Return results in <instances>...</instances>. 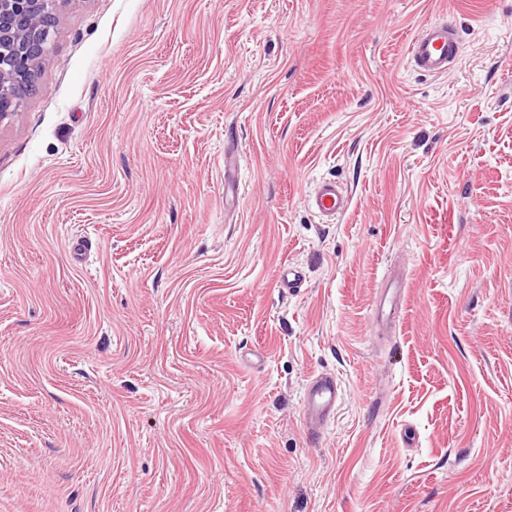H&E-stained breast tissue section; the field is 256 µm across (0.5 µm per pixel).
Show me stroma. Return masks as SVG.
Masks as SVG:
<instances>
[{"instance_id": "35a3bbf8", "label": "stroma", "mask_w": 512, "mask_h": 512, "mask_svg": "<svg viewBox=\"0 0 512 512\" xmlns=\"http://www.w3.org/2000/svg\"><path fill=\"white\" fill-rule=\"evenodd\" d=\"M0 512H512V0H61L0 123ZM460 56L459 37L454 25L447 20L424 25L410 45V62L418 71L429 76L446 74ZM310 206L321 218L334 219L348 207L349 196L333 179L320 181L309 197ZM404 296V283L393 277L388 278L375 301L374 318L378 326L389 329L396 326L397 314L403 304ZM341 398L336 375L330 372L313 374L304 388L303 426L311 437L321 436L334 417Z\"/></svg>"}]
</instances>
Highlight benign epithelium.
<instances>
[{
  "instance_id": "1",
  "label": "benign epithelium",
  "mask_w": 512,
  "mask_h": 512,
  "mask_svg": "<svg viewBox=\"0 0 512 512\" xmlns=\"http://www.w3.org/2000/svg\"><path fill=\"white\" fill-rule=\"evenodd\" d=\"M59 0H0V122L14 115L45 59L52 36L49 18Z\"/></svg>"
}]
</instances>
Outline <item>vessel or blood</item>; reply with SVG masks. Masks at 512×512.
Here are the masks:
<instances>
[{
    "label": "vessel or blood",
    "instance_id": "1",
    "mask_svg": "<svg viewBox=\"0 0 512 512\" xmlns=\"http://www.w3.org/2000/svg\"><path fill=\"white\" fill-rule=\"evenodd\" d=\"M461 55V43L452 23L438 20L424 25L413 37L410 61L421 73L437 76L447 73ZM313 211L322 218L341 215L348 207L347 192L333 179L320 181L309 197ZM405 285L388 278L375 301L374 318L378 325L394 328L403 304ZM341 398L336 375L329 372L313 374L303 395V426L308 435L321 436L334 417Z\"/></svg>",
    "mask_w": 512,
    "mask_h": 512
}]
</instances>
